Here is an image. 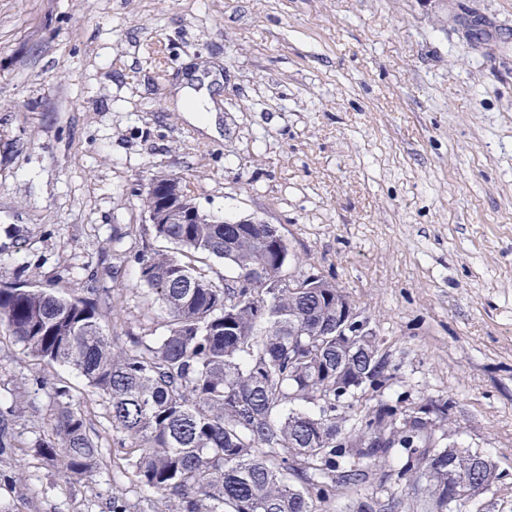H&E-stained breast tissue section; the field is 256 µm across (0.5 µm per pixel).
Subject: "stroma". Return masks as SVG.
Listing matches in <instances>:
<instances>
[{
  "mask_svg": "<svg viewBox=\"0 0 512 512\" xmlns=\"http://www.w3.org/2000/svg\"><path fill=\"white\" fill-rule=\"evenodd\" d=\"M204 85L212 132L177 104ZM157 176L215 218L276 225L296 273L344 288L395 367L382 399L451 402L446 438L508 474L480 512H512V0H0V283L119 285L106 333L160 321L136 259L112 269L135 240L174 249L138 203ZM37 376L75 387L102 477L26 458L0 512H103L116 482L140 505L102 398L1 336L0 405ZM53 422L32 392L21 441ZM399 466L323 512H423Z\"/></svg>",
  "mask_w": 512,
  "mask_h": 512,
  "instance_id": "35a3bbf8",
  "label": "stroma"
}]
</instances>
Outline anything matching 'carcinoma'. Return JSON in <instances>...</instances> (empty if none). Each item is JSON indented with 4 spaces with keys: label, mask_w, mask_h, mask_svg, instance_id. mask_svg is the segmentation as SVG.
<instances>
[{
    "label": "carcinoma",
    "mask_w": 512,
    "mask_h": 512,
    "mask_svg": "<svg viewBox=\"0 0 512 512\" xmlns=\"http://www.w3.org/2000/svg\"><path fill=\"white\" fill-rule=\"evenodd\" d=\"M180 255L138 250V282L165 314L159 327L121 339L102 328L104 305L89 288L65 293L0 286V329L27 354L68 366L107 404L120 459L152 512H320L336 492L366 483L374 462L403 461L397 478L421 495L425 512H446L448 485L460 484L457 512L477 505L478 489L504 478L489 458L469 464L441 444L397 398L359 408L392 379L391 359L375 336L328 335L340 288H265L268 245L262 229L208 218L154 224ZM224 261L215 283L196 255ZM49 388L55 422L33 456L70 483L101 474L98 443L65 381ZM29 394L0 407V481L20 480L15 423ZM106 512H128L118 485Z\"/></svg>",
    "instance_id": "carcinoma-1"
}]
</instances>
